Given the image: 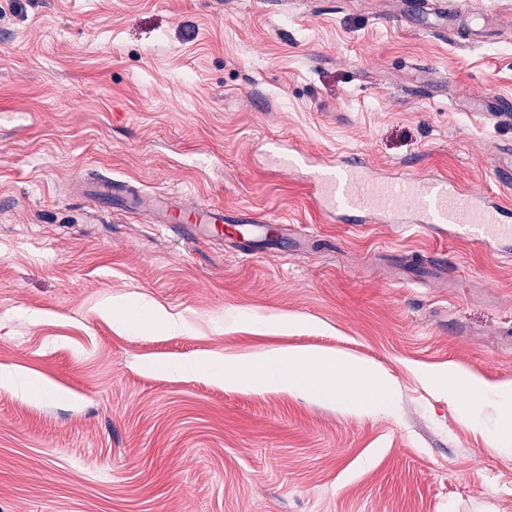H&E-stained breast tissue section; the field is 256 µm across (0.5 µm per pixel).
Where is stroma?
<instances>
[{"label":"stroma","instance_id":"stroma-1","mask_svg":"<svg viewBox=\"0 0 512 512\" xmlns=\"http://www.w3.org/2000/svg\"><path fill=\"white\" fill-rule=\"evenodd\" d=\"M493 44L448 41L393 0H0V512H512L491 404L462 419L428 378L512 381L502 245L320 209L262 144L358 152L502 195L512 0ZM94 169L289 223L279 245L188 242L97 209ZM442 248L415 283L413 252ZM163 308L177 329L108 312ZM297 316L293 330L257 328ZM271 347L334 350L392 380L388 414L174 370Z\"/></svg>","mask_w":512,"mask_h":512}]
</instances>
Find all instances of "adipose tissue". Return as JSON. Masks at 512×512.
I'll return each instance as SVG.
<instances>
[{
    "label": "adipose tissue",
    "mask_w": 512,
    "mask_h": 512,
    "mask_svg": "<svg viewBox=\"0 0 512 512\" xmlns=\"http://www.w3.org/2000/svg\"><path fill=\"white\" fill-rule=\"evenodd\" d=\"M176 367L228 386L304 394L358 411H384L390 406L392 382L381 367L328 350L280 348L233 361L187 359ZM435 382L452 400L462 393L476 399L495 396L501 414L512 416L511 384L491 388L482 379L454 369L439 374Z\"/></svg>",
    "instance_id": "1"
}]
</instances>
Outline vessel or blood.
I'll use <instances>...</instances> for the list:
<instances>
[{
	"label": "vessel or blood",
	"instance_id": "vessel-or-blood-1",
	"mask_svg": "<svg viewBox=\"0 0 512 512\" xmlns=\"http://www.w3.org/2000/svg\"><path fill=\"white\" fill-rule=\"evenodd\" d=\"M270 154L293 158L310 171V190L321 209L344 216L347 221L377 224L389 219L401 224H443L471 229L477 239H508L512 226L502 223L504 208L470 196L449 185L446 178L432 175L414 183L403 172H376L356 153L312 155L284 141L269 143ZM87 192L105 202L129 210L149 213L154 223L190 230L193 234L222 240L225 232L239 237L277 236L280 228L251 210H229L190 201L185 194L156 190L136 194L126 181L100 173H89Z\"/></svg>",
	"mask_w": 512,
	"mask_h": 512
}]
</instances>
